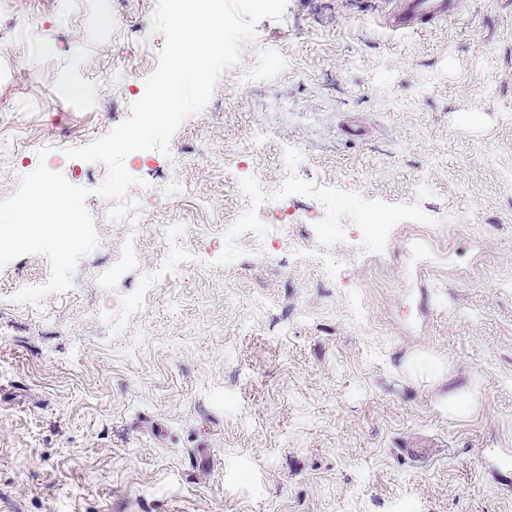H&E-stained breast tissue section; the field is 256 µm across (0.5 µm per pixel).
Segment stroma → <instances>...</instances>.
I'll use <instances>...</instances> for the list:
<instances>
[{"label":"stroma","instance_id":"1","mask_svg":"<svg viewBox=\"0 0 512 512\" xmlns=\"http://www.w3.org/2000/svg\"><path fill=\"white\" fill-rule=\"evenodd\" d=\"M14 2L0 200L45 163L99 244L37 307L47 258L0 269V512H512V0L400 33L394 0H287L169 154L127 157L133 260L63 151L143 96L156 0Z\"/></svg>","mask_w":512,"mask_h":512}]
</instances>
